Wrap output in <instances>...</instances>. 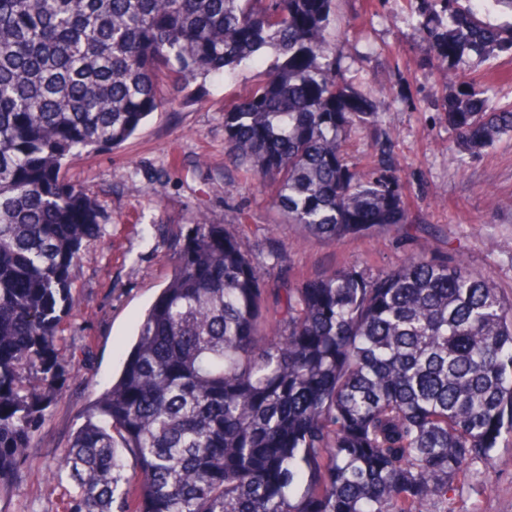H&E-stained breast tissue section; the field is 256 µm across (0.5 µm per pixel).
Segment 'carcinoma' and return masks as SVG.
Returning a JSON list of instances; mask_svg holds the SVG:
<instances>
[{"label": "carcinoma", "instance_id": "carcinoma-1", "mask_svg": "<svg viewBox=\"0 0 512 512\" xmlns=\"http://www.w3.org/2000/svg\"><path fill=\"white\" fill-rule=\"evenodd\" d=\"M332 0H0V491L61 395L71 270L104 237L67 161L111 150L172 86L277 58L224 112L225 155L328 243L407 223L389 133L366 173L343 151L377 122L331 39ZM444 67L512 51V22L420 0ZM458 161L512 135L490 84L443 104ZM280 251L196 218L119 379L54 460L63 512H424L512 437V299L462 258L343 267L274 293Z\"/></svg>", "mask_w": 512, "mask_h": 512}]
</instances>
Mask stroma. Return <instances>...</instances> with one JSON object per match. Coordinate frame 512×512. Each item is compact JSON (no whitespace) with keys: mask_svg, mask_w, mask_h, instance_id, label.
<instances>
[{"mask_svg":"<svg viewBox=\"0 0 512 512\" xmlns=\"http://www.w3.org/2000/svg\"><path fill=\"white\" fill-rule=\"evenodd\" d=\"M336 53L346 76L374 88L376 110L394 143L408 221L331 245L284 223L269 193L245 191V173L225 160L224 111L264 78L260 67L198 79L174 93L120 147L74 156L64 168L106 207L104 245L86 250L71 279L80 304L60 328L75 348L78 370L41 427L46 445L30 449L10 512H60L53 457L77 425V413L117 378L138 325L174 269V243L196 216L220 224L242 248L276 242L285 259L266 285L294 287L323 272L360 265L367 272L399 266L408 256H462L512 297V137L459 165L442 102L464 85L496 78L512 103V53L470 58L445 69L418 68L423 46L409 0H333ZM472 477L428 512H512V440L479 459Z\"/></svg>","mask_w":512,"mask_h":512,"instance_id":"obj_1","label":"stroma"}]
</instances>
